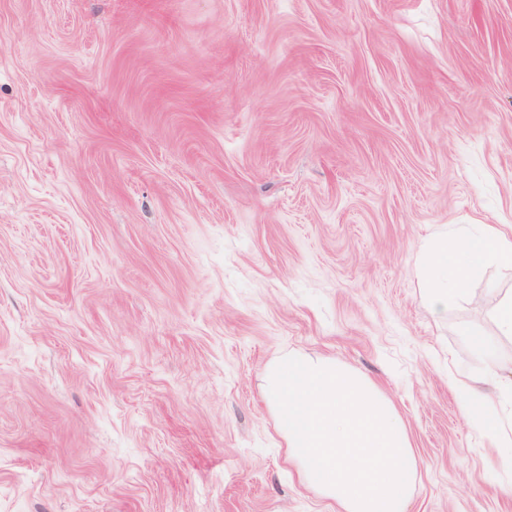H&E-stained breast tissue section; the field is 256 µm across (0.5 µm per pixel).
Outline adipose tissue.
<instances>
[{"instance_id":"1","label":"adipose tissue","mask_w":512,"mask_h":512,"mask_svg":"<svg viewBox=\"0 0 512 512\" xmlns=\"http://www.w3.org/2000/svg\"><path fill=\"white\" fill-rule=\"evenodd\" d=\"M491 265L512 266V226L484 224L473 233L464 231L453 238L435 234L424 240L419 269L432 312L447 315L449 304L464 294L470 279ZM467 334L471 351L484 364V374L478 379L457 367L448 381L469 421L505 449L497 467L512 472V373H505L498 349L482 326L470 325Z\"/></svg>"}]
</instances>
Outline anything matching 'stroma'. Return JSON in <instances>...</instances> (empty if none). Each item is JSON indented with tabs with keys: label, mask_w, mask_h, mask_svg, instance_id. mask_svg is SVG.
<instances>
[{
	"label": "stroma",
	"mask_w": 512,
	"mask_h": 512,
	"mask_svg": "<svg viewBox=\"0 0 512 512\" xmlns=\"http://www.w3.org/2000/svg\"><path fill=\"white\" fill-rule=\"evenodd\" d=\"M512 224V0H0V512H332L262 371L394 403L409 512H512L420 244Z\"/></svg>",
	"instance_id": "stroma-1"
}]
</instances>
